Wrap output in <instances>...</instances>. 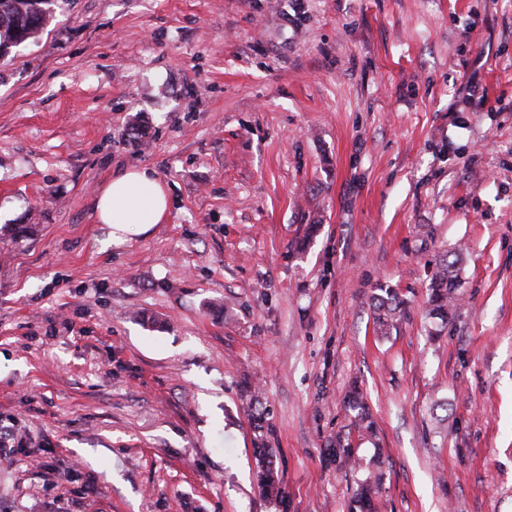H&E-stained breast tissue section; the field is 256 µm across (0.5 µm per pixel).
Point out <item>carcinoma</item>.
<instances>
[{
  "instance_id": "obj_1",
  "label": "carcinoma",
  "mask_w": 512,
  "mask_h": 512,
  "mask_svg": "<svg viewBox=\"0 0 512 512\" xmlns=\"http://www.w3.org/2000/svg\"><path fill=\"white\" fill-rule=\"evenodd\" d=\"M59 0H0V58L9 50L37 37L47 20L53 15ZM457 260L443 256L436 263L428 303L431 316L446 325L453 317L456 291L459 288L457 274L454 273ZM404 301L398 294L387 288L373 297L375 323L378 330L388 332L395 327V321L403 311ZM346 409L352 415L355 427L364 438L375 437V425L371 420L368 406L358 390L350 392L346 398ZM261 465V487L270 496H279L281 490L265 448L257 449ZM383 474L365 467V476L357 483L355 502L360 512H377L374 497L379 493Z\"/></svg>"
}]
</instances>
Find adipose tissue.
<instances>
[{"label": "adipose tissue", "mask_w": 512, "mask_h": 512, "mask_svg": "<svg viewBox=\"0 0 512 512\" xmlns=\"http://www.w3.org/2000/svg\"><path fill=\"white\" fill-rule=\"evenodd\" d=\"M170 209L168 189L154 170L133 166L110 177L94 200L97 223L109 225L113 242L162 223Z\"/></svg>", "instance_id": "1"}]
</instances>
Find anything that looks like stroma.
<instances>
[{
  "instance_id": "35a3bbf8",
  "label": "stroma",
  "mask_w": 512,
  "mask_h": 512,
  "mask_svg": "<svg viewBox=\"0 0 512 512\" xmlns=\"http://www.w3.org/2000/svg\"><path fill=\"white\" fill-rule=\"evenodd\" d=\"M129 166L171 206L115 244ZM4 224L0 512H354L338 444L381 512H512V0H63L0 60ZM168 189L154 170L133 166L110 177L96 192L94 217L109 224L112 243L162 223L170 209ZM456 263V259L449 261L447 255L436 263L428 300L431 316L440 319L446 326L455 313L456 291L459 288L458 277L454 273ZM383 294H378L373 297V308L375 311V323L380 332L387 333L390 328L395 327V321L398 320L403 311L404 301L398 294L391 290L380 289ZM346 409L352 415L355 427L361 433V436L369 441L375 437V425L371 420L368 406L363 398V395L358 390L350 392L345 401ZM257 452L259 457V464L261 465V487L268 495L277 497L281 494V490L271 465L272 462L268 460L270 455L267 451V448H257ZM377 457L379 458V456ZM378 458L371 459L366 463L365 476L357 483L354 498L361 512H376L378 509V504H374V497L379 493L383 474L377 470H370L371 462L377 466L379 463Z\"/></svg>"
}]
</instances>
